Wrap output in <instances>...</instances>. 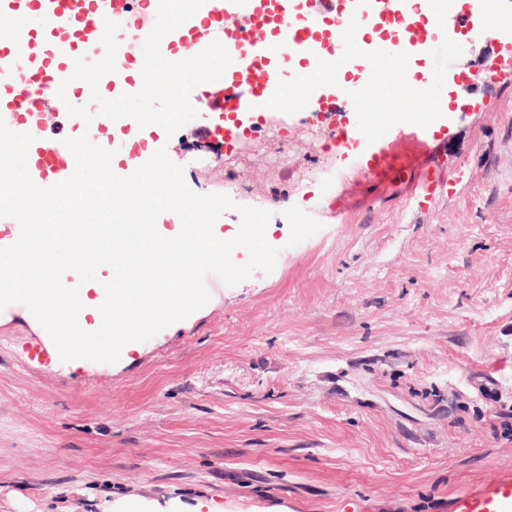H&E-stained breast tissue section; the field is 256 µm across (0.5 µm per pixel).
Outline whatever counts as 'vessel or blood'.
Returning <instances> with one entry per match:
<instances>
[{
	"mask_svg": "<svg viewBox=\"0 0 512 512\" xmlns=\"http://www.w3.org/2000/svg\"><path fill=\"white\" fill-rule=\"evenodd\" d=\"M0 0V119L28 133L27 168L49 187L67 179L75 159L69 138L94 131L95 145L113 151V171L133 173L127 155L147 162L164 142L162 112H134L131 100L180 86L182 105L202 139L216 149L233 145L246 120L271 107L335 111L342 104L337 71L354 93L358 59L375 51L396 75L405 57L435 55L443 36L427 13L433 0ZM265 39H256V32ZM194 81L180 84L183 72ZM449 112L440 104L419 113L409 140L420 157L387 165V142L373 133L377 119L361 113L337 127L345 157L361 172L408 192L421 207L448 193L453 176L425 157ZM455 512H512V481L502 480L457 499Z\"/></svg>",
	"mask_w": 512,
	"mask_h": 512,
	"instance_id": "b4317fda",
	"label": "vessel or blood"
}]
</instances>
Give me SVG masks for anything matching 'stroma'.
<instances>
[{"label":"stroma","instance_id":"35a3bbf8","mask_svg":"<svg viewBox=\"0 0 512 512\" xmlns=\"http://www.w3.org/2000/svg\"><path fill=\"white\" fill-rule=\"evenodd\" d=\"M470 98L435 153L460 173L423 211L313 141L323 112L262 117L229 165L186 117L170 159L198 193L272 196V273L205 278L209 302L114 364L61 361L0 311V512H453L512 475V35L449 34ZM354 99L387 136L430 97Z\"/></svg>","mask_w":512,"mask_h":512}]
</instances>
